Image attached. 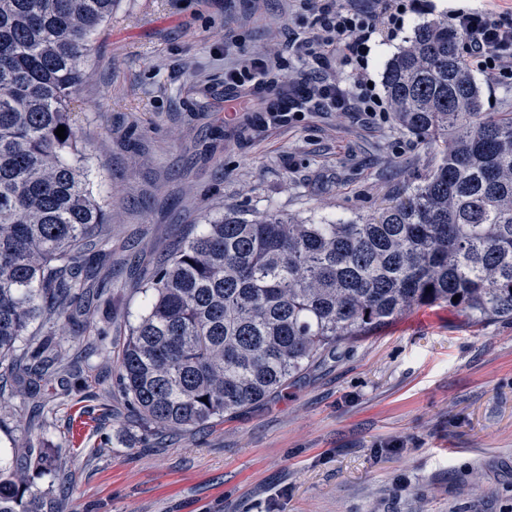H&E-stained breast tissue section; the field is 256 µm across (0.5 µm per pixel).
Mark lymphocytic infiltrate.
I'll use <instances>...</instances> for the list:
<instances>
[{
	"instance_id": "obj_1",
	"label": "lymphocytic infiltrate",
	"mask_w": 512,
	"mask_h": 512,
	"mask_svg": "<svg viewBox=\"0 0 512 512\" xmlns=\"http://www.w3.org/2000/svg\"><path fill=\"white\" fill-rule=\"evenodd\" d=\"M375 2L377 12L364 14L341 7L337 0H321L311 32L292 39V49L308 70L292 87L286 118L321 111L364 112L371 120L383 119L386 106L369 86L365 58L373 37L396 36L401 0ZM454 21L468 67L512 84V10L465 7L455 11ZM273 69L272 60L245 57L225 69L224 84L242 91L251 102L255 86L265 84L278 93V86L269 81Z\"/></svg>"
}]
</instances>
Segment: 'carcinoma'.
Instances as JSON below:
<instances>
[{
  "label": "carcinoma",
  "instance_id": "cac0c4a2",
  "mask_svg": "<svg viewBox=\"0 0 512 512\" xmlns=\"http://www.w3.org/2000/svg\"><path fill=\"white\" fill-rule=\"evenodd\" d=\"M114 2L0 0V377L19 381L15 397L55 396L61 326L105 335L94 314L112 300L93 286L110 233L77 132L82 63ZM383 86L398 129L440 163L358 222L266 211L180 241L139 283L146 304L118 351L117 385L144 431L190 433L256 406L414 306L512 319V113L483 111L446 22L414 29ZM34 453L50 473L54 449ZM0 512L62 510L0 460Z\"/></svg>",
  "mask_w": 512,
  "mask_h": 512
}]
</instances>
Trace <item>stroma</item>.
<instances>
[{"label": "stroma", "mask_w": 512, "mask_h": 512, "mask_svg": "<svg viewBox=\"0 0 512 512\" xmlns=\"http://www.w3.org/2000/svg\"><path fill=\"white\" fill-rule=\"evenodd\" d=\"M397 36L374 40L368 73L415 27L468 0H416ZM311 0H116L92 37L81 87L93 187L112 236L107 340L141 314L136 283L206 220L276 211L352 221L411 187L439 160L392 119L243 112L224 122V71L240 53L284 59ZM115 357L93 356L81 389L46 414L11 399L0 453L51 474L66 512H512V321L415 307L236 415L184 435L144 433L128 416Z\"/></svg>", "instance_id": "1"}]
</instances>
